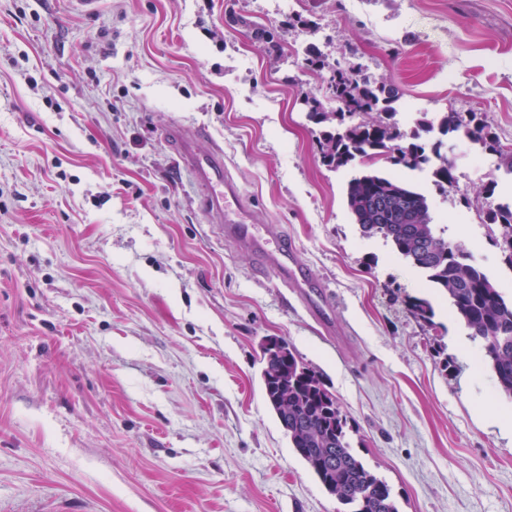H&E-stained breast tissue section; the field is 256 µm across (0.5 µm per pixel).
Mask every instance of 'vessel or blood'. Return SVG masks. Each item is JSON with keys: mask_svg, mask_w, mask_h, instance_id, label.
Segmentation results:
<instances>
[{"mask_svg": "<svg viewBox=\"0 0 512 512\" xmlns=\"http://www.w3.org/2000/svg\"><path fill=\"white\" fill-rule=\"evenodd\" d=\"M167 136L201 192L202 209L214 223L222 225L225 237L254 252L264 271L292 289L307 308L321 313L328 304L327 293L319 290L315 278L297 262L293 245L283 235L270 228L257 232L260 219L245 206L238 186L229 177L223 149L216 146L199 151L197 135L179 128L169 130Z\"/></svg>", "mask_w": 512, "mask_h": 512, "instance_id": "obj_1", "label": "vessel or blood"}]
</instances>
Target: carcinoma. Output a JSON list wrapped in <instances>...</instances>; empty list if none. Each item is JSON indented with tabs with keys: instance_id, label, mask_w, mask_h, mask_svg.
Here are the masks:
<instances>
[{
	"instance_id": "carcinoma-1",
	"label": "carcinoma",
	"mask_w": 512,
	"mask_h": 512,
	"mask_svg": "<svg viewBox=\"0 0 512 512\" xmlns=\"http://www.w3.org/2000/svg\"><path fill=\"white\" fill-rule=\"evenodd\" d=\"M254 39L280 48L272 29L243 21ZM307 70L325 79L336 109L326 111L314 97L307 116L319 128L322 163L334 169L358 163L362 171L346 184L347 207L366 237L381 236L393 252L418 269L430 287L447 297L456 318L479 341L499 393L512 399V299L471 262L466 248L448 241L431 223L428 198L410 184L384 175V161L409 170H428L434 184L451 188L453 165L439 155L433 133H457L499 155L512 171V148L505 149L477 113L445 115L439 127L424 117L406 129L395 120L397 93L364 72L357 63L332 62L311 46ZM379 121H368L371 113ZM486 219L501 225L500 244L512 267V205L491 207ZM407 310L429 327L432 304L405 296ZM288 362L270 360L262 370L264 392L288 439L328 493L347 512H400L390 486L366 468L348 440V420L336 397L295 353Z\"/></svg>"
}]
</instances>
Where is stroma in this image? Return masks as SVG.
Returning a JSON list of instances; mask_svg holds the SVG:
<instances>
[{
	"label": "stroma",
	"mask_w": 512,
	"mask_h": 512,
	"mask_svg": "<svg viewBox=\"0 0 512 512\" xmlns=\"http://www.w3.org/2000/svg\"><path fill=\"white\" fill-rule=\"evenodd\" d=\"M0 0V512H344L267 403L265 338L320 375L400 512H512V400L443 295L322 164L298 49L352 57L397 118L481 115L512 147V0ZM275 28L280 51L241 19ZM202 127L246 205L331 296L317 320L200 209L166 138ZM455 187L388 163L512 295L497 154L444 137ZM493 193H486V186ZM431 301L434 326L405 295ZM486 219L491 224L501 225L503 229L501 251L505 263L512 266V205L490 206L486 212Z\"/></svg>",
	"instance_id": "stroma-1"
}]
</instances>
